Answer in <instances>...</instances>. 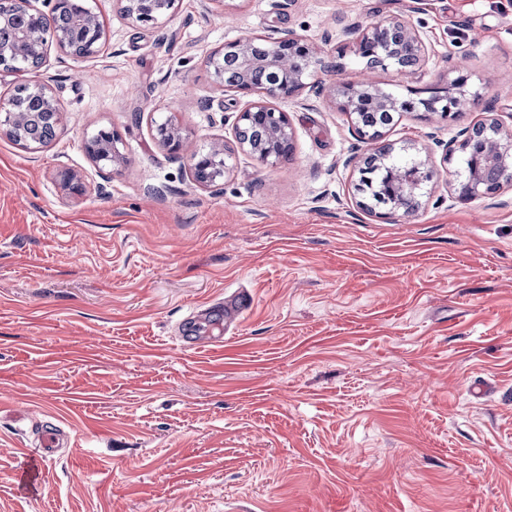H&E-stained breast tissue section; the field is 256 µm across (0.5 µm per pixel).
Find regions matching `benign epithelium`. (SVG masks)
<instances>
[{
	"label": "benign epithelium",
	"mask_w": 512,
	"mask_h": 512,
	"mask_svg": "<svg viewBox=\"0 0 512 512\" xmlns=\"http://www.w3.org/2000/svg\"><path fill=\"white\" fill-rule=\"evenodd\" d=\"M180 0H128L125 12L141 24H153L164 16L174 15ZM20 10L27 15L28 26L23 31L18 43L3 45L0 43V69H13L26 72L37 71L43 67L47 59L48 47L56 44L60 49L79 57L96 54L104 40L105 31L98 17L91 11H85L76 24L60 30L49 25L47 14L33 7L31 0H0V10ZM355 34L352 39L354 52L366 60V66L393 65L399 70L416 68L422 65L425 58L424 42L416 29L399 18H390L381 23H374L364 28L350 29ZM251 38L242 37L227 43L210 57L209 63L219 82H224V55L236 54L245 69L265 67L277 77L265 87L256 88L245 83L231 86V90L250 95L258 92L263 98L251 100L238 111L234 134L239 147L262 163H275L290 151L293 145L292 127L288 113L275 105L278 99L298 95L311 86V81L318 72L326 68L321 51L305 38L287 34L270 42L269 56L263 61H256L250 56L249 43ZM468 77L459 75L448 79V89L456 90V94L435 97L431 100L397 101L391 95L373 87L366 82L339 83L334 88V96L338 100L339 109L351 116H359L357 108L359 97L365 92L372 94L373 101L380 107L398 112H415L418 106L431 113L439 112L445 116L451 109V102L457 98L469 101L478 93L467 89ZM31 98L43 105L44 112H26L21 109L15 96L0 98V134L7 136L20 146L34 150L38 145L25 138L29 121L42 116L53 124H58L59 113L56 100L49 88L40 83L27 84ZM261 121L267 128L269 139L265 146H257L246 135L247 127ZM156 138L171 153L181 155L184 141L181 129L175 125L162 123L156 128ZM120 135L115 131L101 129L90 140L87 152L92 160L103 166H119L124 163V156L118 148ZM490 143L493 150H482L487 155L486 166L501 170L500 183L512 181V132L503 130L496 118L490 116L481 123L466 128L461 133L458 147H445L443 161L452 158L455 152L467 153L474 148ZM189 167L194 181L204 187L211 186L224 178V144L212 145L209 154L204 156L191 153L188 156ZM436 175L434 164L429 159L419 160L408 168L388 169L384 176L383 190L388 194L386 203L390 212L405 210L403 200L407 196H417L421 186L433 180ZM491 193L484 186L483 168L480 164L468 170L467 180L459 189V195L474 199Z\"/></svg>",
	"instance_id": "benign-epithelium-1"
}]
</instances>
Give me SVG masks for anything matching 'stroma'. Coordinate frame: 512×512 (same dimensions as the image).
<instances>
[{"instance_id":"stroma-1","label":"stroma","mask_w":512,"mask_h":512,"mask_svg":"<svg viewBox=\"0 0 512 512\" xmlns=\"http://www.w3.org/2000/svg\"><path fill=\"white\" fill-rule=\"evenodd\" d=\"M89 4L97 55L53 46L0 75L5 97L47 83L62 113L40 149L0 136V512H512V184L460 200L454 159L411 214L372 211L354 161L375 143L330 93L427 98L457 70L468 111L396 113L385 142L447 144L490 115L512 130V0H182L149 26ZM390 17L426 44L415 74L347 50L345 26ZM288 32L340 70L278 100L293 151L264 164L209 58ZM168 117L188 151L223 142V180L196 185L158 144ZM102 128L111 170L85 150ZM242 287L236 327L180 346L186 316ZM51 417L71 445L30 490L22 439ZM120 135L115 131L100 129L87 145V152L94 162L107 166H119L124 163V156L117 144Z\"/></svg>"}]
</instances>
